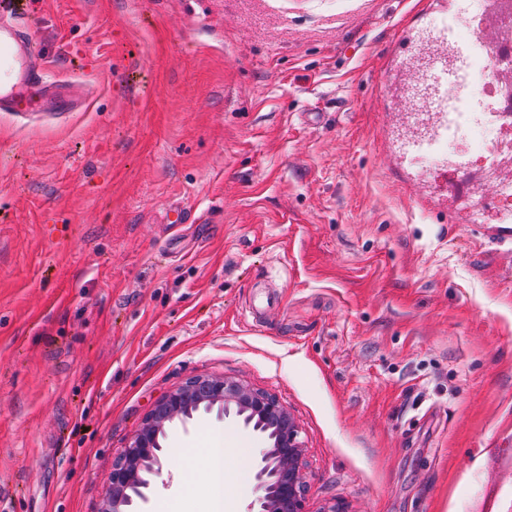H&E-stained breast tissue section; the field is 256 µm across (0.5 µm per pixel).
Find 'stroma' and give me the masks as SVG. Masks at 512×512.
<instances>
[{"mask_svg":"<svg viewBox=\"0 0 512 512\" xmlns=\"http://www.w3.org/2000/svg\"><path fill=\"white\" fill-rule=\"evenodd\" d=\"M441 0H23L80 112H0V512H98L164 394H274L308 512H512V255L468 174L406 159L401 60ZM190 212L169 223V210ZM247 512L260 436L165 441L142 512ZM229 447L230 446H228L226 438L225 442L224 438H217L212 441L210 448L206 449L207 464L205 468L208 471L210 484L213 490L211 512H230L229 510H226L229 506L224 499V480L226 476L224 462L228 455L234 454L235 448Z\"/></svg>","mask_w":512,"mask_h":512,"instance_id":"1","label":"stroma"}]
</instances>
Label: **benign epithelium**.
Segmentation results:
<instances>
[{
    "mask_svg": "<svg viewBox=\"0 0 512 512\" xmlns=\"http://www.w3.org/2000/svg\"><path fill=\"white\" fill-rule=\"evenodd\" d=\"M198 412L216 413L263 435L255 480L257 498L250 512H307L305 452L298 426L273 395L224 376H199L160 397L133 441L112 467L99 512H129L147 498L150 477L172 462L163 448L168 427Z\"/></svg>",
    "mask_w": 512,
    "mask_h": 512,
    "instance_id": "7a95c632",
    "label": "benign epithelium"
}]
</instances>
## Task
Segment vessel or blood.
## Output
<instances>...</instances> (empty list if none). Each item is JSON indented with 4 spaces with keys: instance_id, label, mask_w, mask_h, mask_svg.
I'll return each mask as SVG.
<instances>
[{
    "instance_id": "vessel-or-blood-1",
    "label": "vessel or blood",
    "mask_w": 512,
    "mask_h": 512,
    "mask_svg": "<svg viewBox=\"0 0 512 512\" xmlns=\"http://www.w3.org/2000/svg\"><path fill=\"white\" fill-rule=\"evenodd\" d=\"M436 48L431 65L411 77L404 98L414 123L422 132L411 142L420 151L447 138V95L439 80L447 71L448 24L436 21ZM82 96L70 85L50 77L48 66L29 33L28 25L15 8V0H0V112L22 116L41 113L75 112L82 108Z\"/></svg>"
}]
</instances>
